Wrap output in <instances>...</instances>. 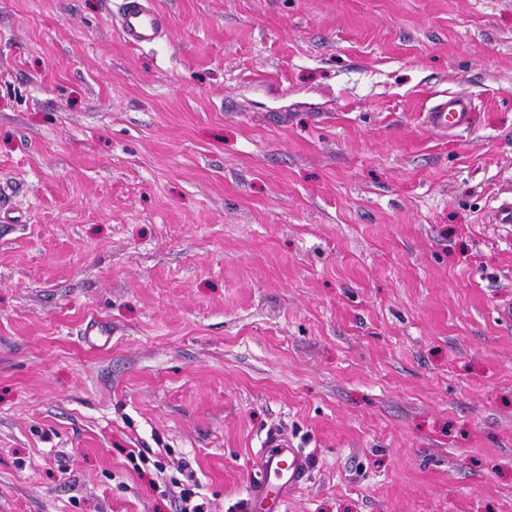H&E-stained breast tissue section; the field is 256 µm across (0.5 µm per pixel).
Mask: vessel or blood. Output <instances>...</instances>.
Segmentation results:
<instances>
[{
    "label": "vessel or blood",
    "mask_w": 512,
    "mask_h": 512,
    "mask_svg": "<svg viewBox=\"0 0 512 512\" xmlns=\"http://www.w3.org/2000/svg\"><path fill=\"white\" fill-rule=\"evenodd\" d=\"M166 19L153 0H124L119 20V34L130 45L143 46L164 36ZM472 105L460 97L444 98L427 112V122L435 129L466 127ZM311 469L309 457L278 433L267 434L259 466V475L253 486L252 501L257 508L276 505L285 499Z\"/></svg>",
    "instance_id": "obj_1"
}]
</instances>
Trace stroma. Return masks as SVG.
I'll use <instances>...</instances> for the list:
<instances>
[{
    "mask_svg": "<svg viewBox=\"0 0 512 512\" xmlns=\"http://www.w3.org/2000/svg\"><path fill=\"white\" fill-rule=\"evenodd\" d=\"M122 2L0 0V512H512V0ZM118 28L124 42L143 46L164 36L166 19L152 0H125ZM471 102L460 97L443 98L427 112V123L434 129H457L469 124ZM310 469V459L304 452L276 432L267 434L261 450L259 475L253 486L254 506L264 510L281 503L306 479Z\"/></svg>",
    "mask_w": 512,
    "mask_h": 512,
    "instance_id": "1",
    "label": "stroma"
}]
</instances>
